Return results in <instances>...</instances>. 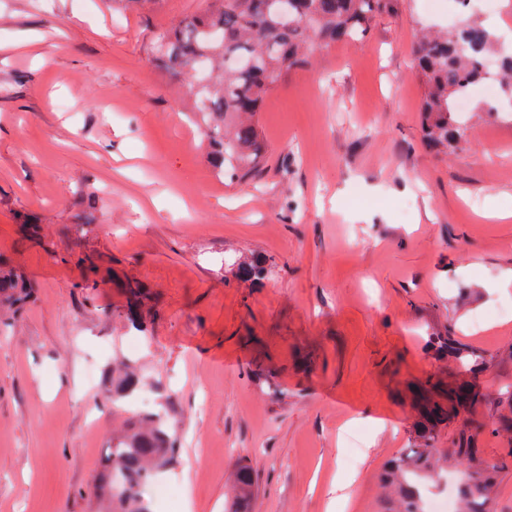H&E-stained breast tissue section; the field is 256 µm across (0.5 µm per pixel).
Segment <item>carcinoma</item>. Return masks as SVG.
Returning <instances> with one entry per match:
<instances>
[{"instance_id": "carcinoma-1", "label": "carcinoma", "mask_w": 512, "mask_h": 512, "mask_svg": "<svg viewBox=\"0 0 512 512\" xmlns=\"http://www.w3.org/2000/svg\"><path fill=\"white\" fill-rule=\"evenodd\" d=\"M387 0H296L297 21L286 27L276 16L274 0H210L200 15L178 20L161 37L155 53L169 75L196 78L205 69V83L198 87L193 108L211 118L208 137L212 162L241 182L259 170L262 152L253 116L260 111L283 71L306 61L316 46L334 44L364 34ZM497 42L494 30L464 21L447 32L422 33L414 47L416 72L425 86L421 111L428 142L444 148L464 136L458 100L485 77L484 59ZM235 56L253 57L250 70L230 65ZM499 84L512 98V54L501 59ZM31 296L17 275H0V305L10 307ZM139 380L132 374L112 390V404L131 396ZM486 398L472 384L448 398H431L423 409L419 438L423 447L388 463L384 482L393 488L399 512H422V486L439 477L429 443L448 418L467 412ZM172 422L159 414H146L131 423L127 432L112 440L109 468L99 479V495L112 503V512H150L145 493L157 470L168 464L175 451ZM452 454L468 465L467 478L458 486V512H488L491 485L488 466L461 437ZM252 488V474L243 465L236 474L230 512H244Z\"/></svg>"}]
</instances>
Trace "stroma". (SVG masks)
<instances>
[{
    "label": "stroma",
    "instance_id": "1",
    "mask_svg": "<svg viewBox=\"0 0 512 512\" xmlns=\"http://www.w3.org/2000/svg\"><path fill=\"white\" fill-rule=\"evenodd\" d=\"M205 6L0 0V257L33 289L0 317V512H99L121 360L180 448L152 512L169 489L224 512L240 464L250 512H395L380 474L418 445L410 382L475 376L438 350L448 335L481 354L487 398L434 452L456 490L451 448L479 420L490 512H512V113L468 112L435 152L413 69L419 29L457 27V0H388L360 39L284 71L246 183L212 167L192 80L154 60ZM256 257L264 278H243Z\"/></svg>",
    "mask_w": 512,
    "mask_h": 512
}]
</instances>
